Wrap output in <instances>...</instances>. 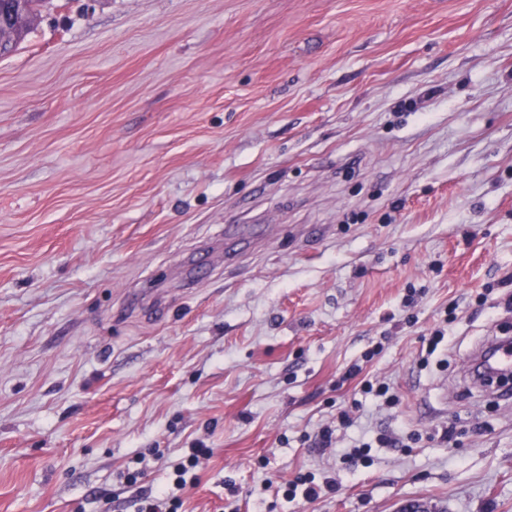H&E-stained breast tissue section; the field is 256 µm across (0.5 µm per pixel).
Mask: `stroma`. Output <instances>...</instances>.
Masks as SVG:
<instances>
[{"label": "stroma", "instance_id": "stroma-1", "mask_svg": "<svg viewBox=\"0 0 512 512\" xmlns=\"http://www.w3.org/2000/svg\"><path fill=\"white\" fill-rule=\"evenodd\" d=\"M499 334L512 0H48L0 55V512H126L198 442L184 512H512Z\"/></svg>", "mask_w": 512, "mask_h": 512}]
</instances>
